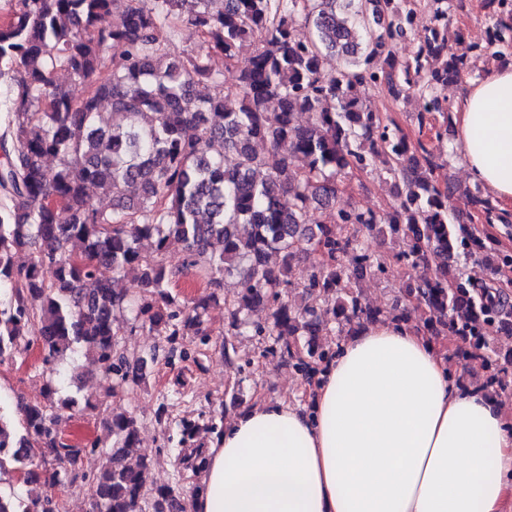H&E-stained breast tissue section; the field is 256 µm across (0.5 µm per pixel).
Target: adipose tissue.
<instances>
[{
	"mask_svg": "<svg viewBox=\"0 0 512 512\" xmlns=\"http://www.w3.org/2000/svg\"><path fill=\"white\" fill-rule=\"evenodd\" d=\"M454 109L465 171L512 201V68ZM454 351L413 320L347 336L307 405L259 398L226 423L188 512H512V416L458 384Z\"/></svg>",
	"mask_w": 512,
	"mask_h": 512,
	"instance_id": "obj_1",
	"label": "adipose tissue"
}]
</instances>
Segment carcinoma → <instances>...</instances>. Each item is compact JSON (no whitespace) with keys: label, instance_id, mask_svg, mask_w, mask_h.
Listing matches in <instances>:
<instances>
[{"label":"carcinoma","instance_id":"obj_1","mask_svg":"<svg viewBox=\"0 0 512 512\" xmlns=\"http://www.w3.org/2000/svg\"><path fill=\"white\" fill-rule=\"evenodd\" d=\"M117 2L9 0L0 21V364L35 343L50 371L42 400L13 409L0 404V468L9 460L26 481L51 488L78 478L83 449L58 443L57 435L79 401L56 398L64 380L56 365L81 351L110 381L112 396L129 390L135 376L119 353L116 308H130L135 322L161 337L167 361L199 367L213 335L208 309L232 277L240 292L226 304L238 313L269 306L257 332L275 337L306 373L333 354L299 337L318 335L329 321L359 325L411 315L398 300L387 312L367 307L352 288L383 270L359 237L380 224L402 240L397 261L435 265L406 289L425 330L458 337L455 362L482 361L487 386L508 392L512 351H498L495 338L512 335V293L498 278L512 269V252L473 224L448 223L454 190L434 179L427 142L408 139L365 106L370 90L382 85L396 100L413 91L423 102L418 127L439 140L447 135L448 126L437 124L449 112L439 90L472 63L436 28L410 60L395 46L407 33L405 20L421 13L447 20L448 0H224L218 11L209 0H126L118 21L101 25ZM488 5L492 44L505 57L512 53V8L506 0ZM299 14L309 31H296ZM184 15L206 52L170 51ZM214 55L234 68L248 57L234 89L213 70ZM326 55L343 59L334 75L322 70ZM62 76L86 88L81 99ZM203 82L213 92L199 97L194 87ZM105 102L109 126L101 125ZM303 112L312 113L306 126L298 123ZM348 169H375L393 180L394 204L382 212L336 206V177ZM91 186L107 189L112 205L93 206ZM49 198L62 207L48 206ZM469 202L494 223L489 199L472 194ZM315 208L321 220L313 226ZM334 224L345 225V236H336ZM145 239L149 252L141 249ZM173 239L185 249L177 266L165 261ZM312 243L329 258L313 265L301 303L293 304L282 296L288 269ZM21 253L28 257L23 265L16 263ZM272 253L280 265L270 263ZM472 258L487 263L481 283L463 270ZM189 276L204 291L181 301L170 288ZM128 277L135 292L113 288ZM171 407L161 395L156 416L175 434L167 442L181 449L182 470L154 489L146 486L151 460L138 452L134 417L114 411L102 419L112 449L87 478L93 512H185L184 472L202 470L206 459L197 436L223 433L224 422L176 417ZM36 456L55 467L31 471ZM0 512L58 510L51 496L27 503L0 492Z\"/></svg>","mask_w":512,"mask_h":512}]
</instances>
